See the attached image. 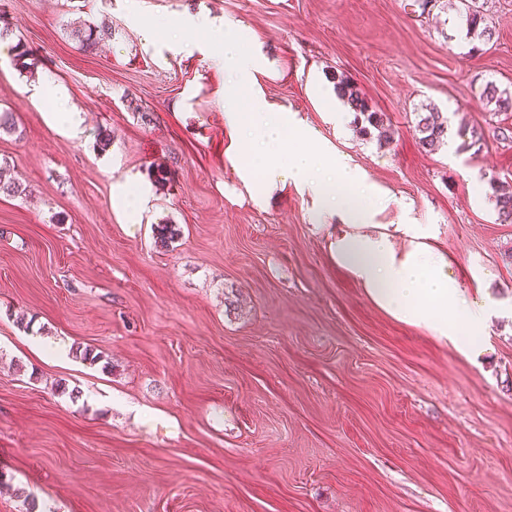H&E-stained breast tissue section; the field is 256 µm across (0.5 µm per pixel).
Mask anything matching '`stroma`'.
<instances>
[{
    "label": "stroma",
    "instance_id": "stroma-1",
    "mask_svg": "<svg viewBox=\"0 0 512 512\" xmlns=\"http://www.w3.org/2000/svg\"><path fill=\"white\" fill-rule=\"evenodd\" d=\"M460 51L455 0H0V512H512V224L488 181H512V0ZM107 22L84 51L73 23ZM254 69L233 86L214 43ZM345 76L393 132L361 136ZM59 102L38 99L45 82ZM295 115L391 196L376 221L434 224L436 249L493 307L479 354L397 321L338 267L337 220L309 193L264 198L224 95ZM481 128L480 151L428 153L418 113ZM79 112L77 137L50 113ZM150 113L143 121L142 113ZM107 131L110 144L98 145ZM148 192L136 228L116 196ZM178 236L156 247L153 228ZM51 338L66 357L33 355ZM103 363L82 359L86 349ZM480 96L487 103H494L497 112H512V92L501 90L495 83L487 82L481 89Z\"/></svg>",
    "mask_w": 512,
    "mask_h": 512
}]
</instances>
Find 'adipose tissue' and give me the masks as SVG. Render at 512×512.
I'll list each match as a JSON object with an SVG mask.
<instances>
[{
    "instance_id": "obj_1",
    "label": "adipose tissue",
    "mask_w": 512,
    "mask_h": 512,
    "mask_svg": "<svg viewBox=\"0 0 512 512\" xmlns=\"http://www.w3.org/2000/svg\"><path fill=\"white\" fill-rule=\"evenodd\" d=\"M224 116L232 127L245 128L242 149L263 163L262 182H255L258 171L251 163L239 168L242 180L255 182L260 192L276 181H292L314 193L318 215L338 216L341 228L331 252L375 305L452 342L464 355L479 352L489 306L470 297L449 272L447 258L432 245L435 225L377 223L386 193L346 156L326 147L316 155L307 152L304 145L314 133L290 114L266 111L257 98L244 107L231 95Z\"/></svg>"
}]
</instances>
